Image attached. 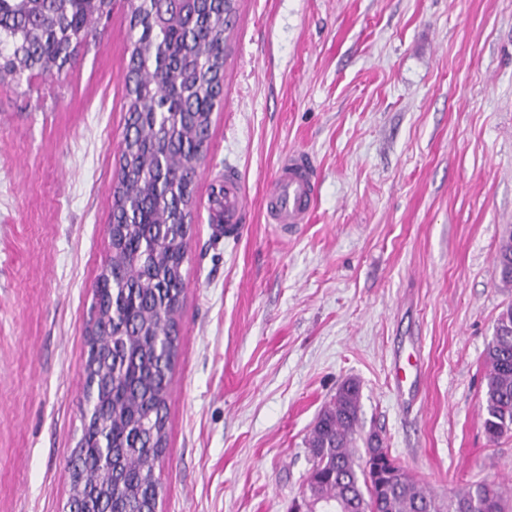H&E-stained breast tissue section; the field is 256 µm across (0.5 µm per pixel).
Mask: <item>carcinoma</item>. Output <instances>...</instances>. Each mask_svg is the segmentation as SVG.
Instances as JSON below:
<instances>
[{"mask_svg": "<svg viewBox=\"0 0 512 512\" xmlns=\"http://www.w3.org/2000/svg\"><path fill=\"white\" fill-rule=\"evenodd\" d=\"M235 0H200L196 14L128 0L132 43L127 111L113 193L112 254L95 286L87 329L82 434L67 460L69 512H151L162 488L167 401L185 288L182 211L221 104L224 22ZM82 0H0V53L58 72L72 44L95 36ZM512 288V229L494 258ZM479 406L491 442L512 435V306L495 320ZM360 393L345 383L306 440L307 512H509L499 486L457 489L443 507L372 438L359 452Z\"/></svg>", "mask_w": 512, "mask_h": 512, "instance_id": "1", "label": "carcinoma"}]
</instances>
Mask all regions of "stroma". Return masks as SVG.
<instances>
[{
	"instance_id": "obj_1",
	"label": "stroma",
	"mask_w": 512,
	"mask_h": 512,
	"mask_svg": "<svg viewBox=\"0 0 512 512\" xmlns=\"http://www.w3.org/2000/svg\"><path fill=\"white\" fill-rule=\"evenodd\" d=\"M194 222L158 512H289L305 438L349 378L363 434L445 500L512 489L479 414L512 303V0H236ZM55 76L0 80V512H63L85 335L109 254L132 31L125 0ZM319 177L309 223H267L279 159ZM249 190L228 239L211 196ZM423 376L398 395L396 353ZM495 269L504 288H512V229L507 228L494 258Z\"/></svg>"
}]
</instances>
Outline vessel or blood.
<instances>
[{
	"instance_id": "obj_1",
	"label": "vessel or blood",
	"mask_w": 512,
	"mask_h": 512,
	"mask_svg": "<svg viewBox=\"0 0 512 512\" xmlns=\"http://www.w3.org/2000/svg\"><path fill=\"white\" fill-rule=\"evenodd\" d=\"M318 191V175L310 157L302 151L283 155L265 194L268 223L295 226L308 223ZM224 216L226 237H238L249 216L250 205L242 177L233 168H225L224 179L214 197Z\"/></svg>"
}]
</instances>
